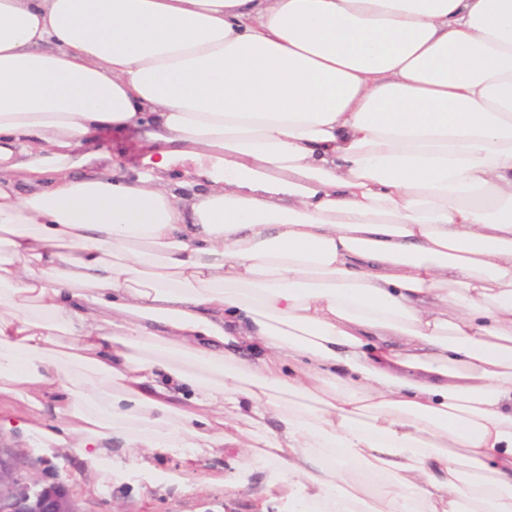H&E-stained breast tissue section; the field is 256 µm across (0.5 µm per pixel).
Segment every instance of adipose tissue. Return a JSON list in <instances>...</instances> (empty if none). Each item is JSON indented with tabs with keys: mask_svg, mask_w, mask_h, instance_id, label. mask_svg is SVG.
<instances>
[{
	"mask_svg": "<svg viewBox=\"0 0 512 512\" xmlns=\"http://www.w3.org/2000/svg\"><path fill=\"white\" fill-rule=\"evenodd\" d=\"M1 394L102 481L512 512V0H0ZM144 147L143 140L134 129H103L87 145L88 150L97 151L119 161L122 173L129 177L134 175V169L142 165L141 158L145 155ZM130 152L134 153V156H131Z\"/></svg>",
	"mask_w": 512,
	"mask_h": 512,
	"instance_id": "1",
	"label": "adipose tissue"
}]
</instances>
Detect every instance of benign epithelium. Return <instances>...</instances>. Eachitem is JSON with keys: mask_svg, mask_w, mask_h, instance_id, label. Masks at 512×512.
Returning a JSON list of instances; mask_svg holds the SVG:
<instances>
[{"mask_svg": "<svg viewBox=\"0 0 512 512\" xmlns=\"http://www.w3.org/2000/svg\"><path fill=\"white\" fill-rule=\"evenodd\" d=\"M0 512H80L63 486L22 473L18 453L0 448Z\"/></svg>", "mask_w": 512, "mask_h": 512, "instance_id": "1", "label": "benign epithelium"}]
</instances>
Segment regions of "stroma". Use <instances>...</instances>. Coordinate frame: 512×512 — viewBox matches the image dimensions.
<instances>
[{
	"label": "stroma",
	"instance_id": "stroma-1",
	"mask_svg": "<svg viewBox=\"0 0 512 512\" xmlns=\"http://www.w3.org/2000/svg\"><path fill=\"white\" fill-rule=\"evenodd\" d=\"M90 150L120 162L123 174L141 165L144 143L133 129L98 132ZM0 446L22 452L31 475L41 483H60L72 494L79 512H256L265 504L281 512L277 490L261 473L245 474L236 453H218L186 465L177 455H155L142 448L112 444L111 482L93 485L90 470L72 449L40 448L22 429L0 426Z\"/></svg>",
	"mask_w": 512,
	"mask_h": 512
}]
</instances>
